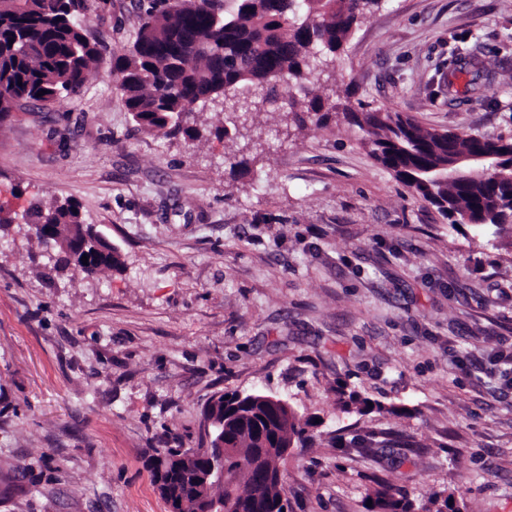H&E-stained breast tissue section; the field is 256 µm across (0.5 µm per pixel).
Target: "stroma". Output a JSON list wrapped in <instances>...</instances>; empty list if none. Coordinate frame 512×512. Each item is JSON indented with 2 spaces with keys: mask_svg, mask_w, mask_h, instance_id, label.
<instances>
[{
  "mask_svg": "<svg viewBox=\"0 0 512 512\" xmlns=\"http://www.w3.org/2000/svg\"><path fill=\"white\" fill-rule=\"evenodd\" d=\"M90 2L103 59L81 90L0 125V512H170L157 434L197 447L234 390L309 422L290 512H378L379 482L411 512H512V236L448 224L340 115L288 126L267 103L245 130L219 103L194 114L199 140L137 131L112 74L137 0ZM457 46L479 91L439 87ZM314 87L510 137L512 0H383ZM38 201L77 203L122 268L54 270L22 219Z\"/></svg>",
  "mask_w": 512,
  "mask_h": 512,
  "instance_id": "35a3bbf8",
  "label": "stroma"
}]
</instances>
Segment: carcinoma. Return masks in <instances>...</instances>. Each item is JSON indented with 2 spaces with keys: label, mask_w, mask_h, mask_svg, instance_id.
<instances>
[{
  "label": "carcinoma",
  "mask_w": 512,
  "mask_h": 512,
  "mask_svg": "<svg viewBox=\"0 0 512 512\" xmlns=\"http://www.w3.org/2000/svg\"><path fill=\"white\" fill-rule=\"evenodd\" d=\"M225 2L140 4L136 38L112 60L115 89L138 130L197 140L199 131L184 125L185 119L226 100L236 88H259L265 101L279 99L294 86L306 88L319 63L342 49L353 26L380 0H233L230 10ZM88 8L89 0H0V122L23 101L53 102L79 92L102 57L81 24ZM467 64L474 61L466 49H453L444 85L453 88V78ZM41 90L46 94L39 97ZM300 106L319 125L336 110V103L312 89L301 103L288 98L283 116L303 121ZM343 117L365 130L376 162L451 223L512 234V137L426 129L407 113L381 109ZM465 154L487 157L492 173L463 169L448 177L453 158ZM24 221L40 242L68 257L73 242L84 246L88 264L78 260L74 265L88 277L122 266L117 248L83 223L70 202H35ZM204 419L210 429L198 447L184 448L168 434L165 448L149 463L172 512H210L227 496L215 476L206 493L196 489L220 446L235 493L230 512H286L282 445L305 443L308 422L263 393H221L205 408ZM372 495L380 512H410L407 496L397 488L379 483Z\"/></svg>",
  "instance_id": "obj_1"
}]
</instances>
